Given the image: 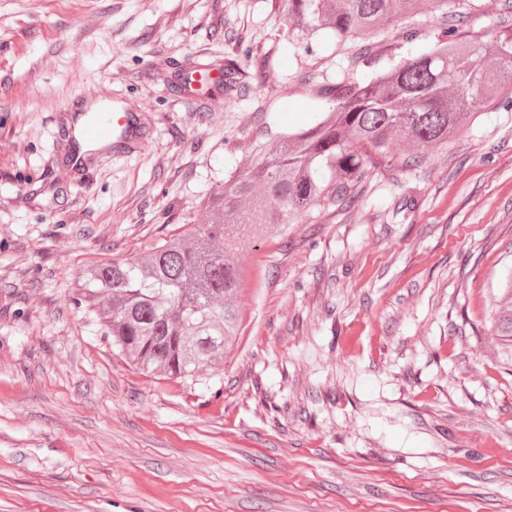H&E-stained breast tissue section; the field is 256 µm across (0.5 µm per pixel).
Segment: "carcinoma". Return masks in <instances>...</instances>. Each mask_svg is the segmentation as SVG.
<instances>
[{
    "mask_svg": "<svg viewBox=\"0 0 512 512\" xmlns=\"http://www.w3.org/2000/svg\"><path fill=\"white\" fill-rule=\"evenodd\" d=\"M443 9L435 44L388 26ZM304 49L325 32L347 49L346 68L316 84V123L257 145L250 162L207 200L208 222L171 236L126 263L82 273L73 301L85 306L128 360L182 378L224 361L239 332L238 296L248 276L242 254L280 236L321 206L340 211L363 198L372 174L403 159L409 169L448 147L455 133L491 108L512 111V28L491 38L468 27L459 0H287ZM239 68L224 65V90L241 91ZM494 334L512 352V266L500 280Z\"/></svg>",
    "mask_w": 512,
    "mask_h": 512,
    "instance_id": "1",
    "label": "carcinoma"
}]
</instances>
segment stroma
Wrapping results in <instances>:
<instances>
[{"mask_svg":"<svg viewBox=\"0 0 512 512\" xmlns=\"http://www.w3.org/2000/svg\"><path fill=\"white\" fill-rule=\"evenodd\" d=\"M474 2V31L512 24V0ZM291 36L287 0H0V512H512V356L491 324L511 111L254 247L216 368L144 374L72 301L86 265L205 221L256 144L312 121L345 58L331 37L287 53ZM197 51L244 93L173 102ZM83 81L150 110L140 152L78 187L56 123Z\"/></svg>","mask_w":512,"mask_h":512,"instance_id":"35a3bbf8","label":"stroma"}]
</instances>
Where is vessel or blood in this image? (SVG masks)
Returning <instances> with one entry per match:
<instances>
[{
    "instance_id": "obj_1",
    "label": "vessel or blood",
    "mask_w": 512,
    "mask_h": 512,
    "mask_svg": "<svg viewBox=\"0 0 512 512\" xmlns=\"http://www.w3.org/2000/svg\"><path fill=\"white\" fill-rule=\"evenodd\" d=\"M76 99L81 109L66 116V143L60 149L57 163L59 176L68 181L75 180L92 162L90 153L70 149V141L101 146L113 142L128 151H136L141 118L147 110L145 103L117 101L94 87L79 90Z\"/></svg>"
}]
</instances>
